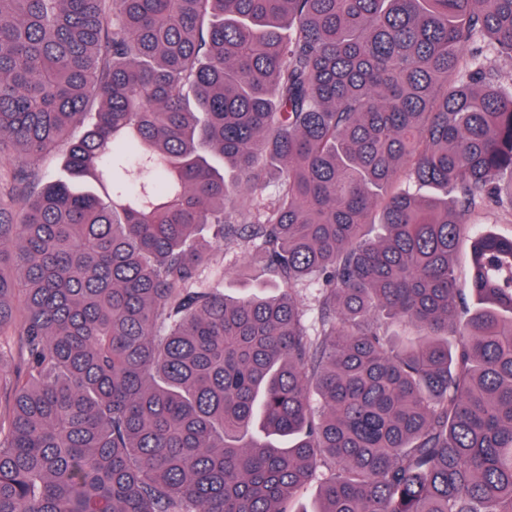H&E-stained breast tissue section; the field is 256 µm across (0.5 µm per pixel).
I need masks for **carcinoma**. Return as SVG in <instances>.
<instances>
[{
  "label": "carcinoma",
  "instance_id": "obj_1",
  "mask_svg": "<svg viewBox=\"0 0 512 512\" xmlns=\"http://www.w3.org/2000/svg\"><path fill=\"white\" fill-rule=\"evenodd\" d=\"M486 47L512 58V0H0V160L63 145L102 185L0 206V512H287L313 482L317 512H512V238L468 222L512 214ZM206 228L280 293L205 285Z\"/></svg>",
  "mask_w": 512,
  "mask_h": 512
}]
</instances>
